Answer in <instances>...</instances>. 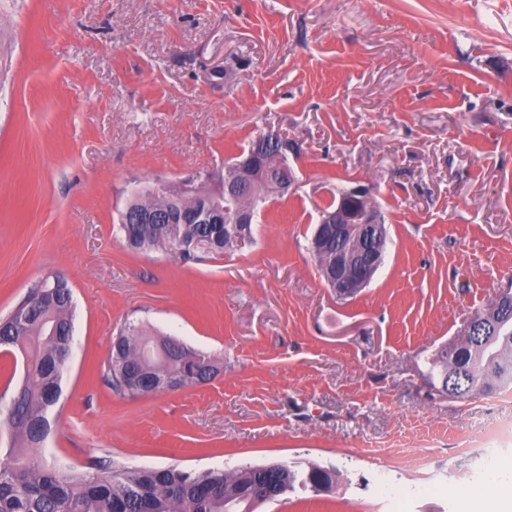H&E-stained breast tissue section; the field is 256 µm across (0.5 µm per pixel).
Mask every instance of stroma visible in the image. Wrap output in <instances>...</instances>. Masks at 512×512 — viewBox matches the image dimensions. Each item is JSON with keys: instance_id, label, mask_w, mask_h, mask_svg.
Wrapping results in <instances>:
<instances>
[{"instance_id": "1", "label": "stroma", "mask_w": 512, "mask_h": 512, "mask_svg": "<svg viewBox=\"0 0 512 512\" xmlns=\"http://www.w3.org/2000/svg\"><path fill=\"white\" fill-rule=\"evenodd\" d=\"M295 140L296 190L207 261L130 250L133 188ZM371 188L384 260L336 296L308 240L338 190ZM69 283L76 347L45 454L85 470L336 468L339 489L256 512H459L467 447L512 387L448 400L433 355L512 290V0H0V318ZM211 354L213 380L120 394L126 324Z\"/></svg>"}]
</instances>
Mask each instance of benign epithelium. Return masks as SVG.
<instances>
[{
	"mask_svg": "<svg viewBox=\"0 0 512 512\" xmlns=\"http://www.w3.org/2000/svg\"><path fill=\"white\" fill-rule=\"evenodd\" d=\"M261 142L275 149L279 158V175L275 182L276 191L285 194L296 184V177L288 162V154L296 155L299 147L293 142L269 132L261 137ZM264 160L256 152L244 155L239 153L232 163L225 166L224 197L237 200L259 197L257 180L263 173ZM165 191L177 199H197L205 194L199 184H185L178 188L164 185ZM169 215L134 212L125 216L134 224H161ZM256 209L247 205L234 213V235L241 242L251 238L249 229H240L242 224H254ZM387 238V228L378 206L372 201V191L366 186H354L339 191L337 206L322 211L314 237L315 244L330 254L326 266L328 285L343 297L357 294L366 287L382 265L383 253L378 242Z\"/></svg>",
	"mask_w": 512,
	"mask_h": 512,
	"instance_id": "1",
	"label": "benign epithelium"
}]
</instances>
